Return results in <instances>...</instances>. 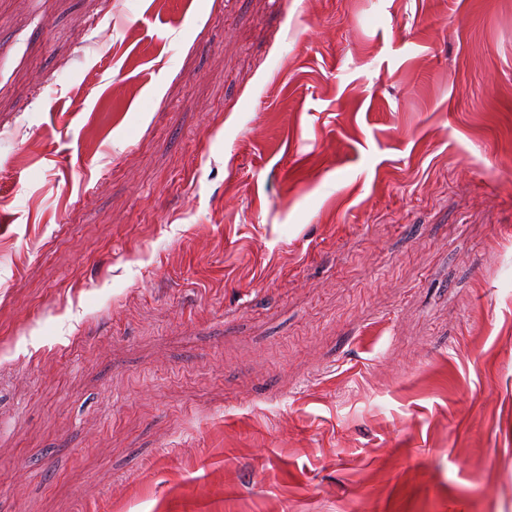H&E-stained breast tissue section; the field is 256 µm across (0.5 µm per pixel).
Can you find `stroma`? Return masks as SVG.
Masks as SVG:
<instances>
[{
  "label": "stroma",
  "mask_w": 512,
  "mask_h": 512,
  "mask_svg": "<svg viewBox=\"0 0 512 512\" xmlns=\"http://www.w3.org/2000/svg\"><path fill=\"white\" fill-rule=\"evenodd\" d=\"M0 512H512V0H0Z\"/></svg>",
  "instance_id": "35a3bbf8"
}]
</instances>
